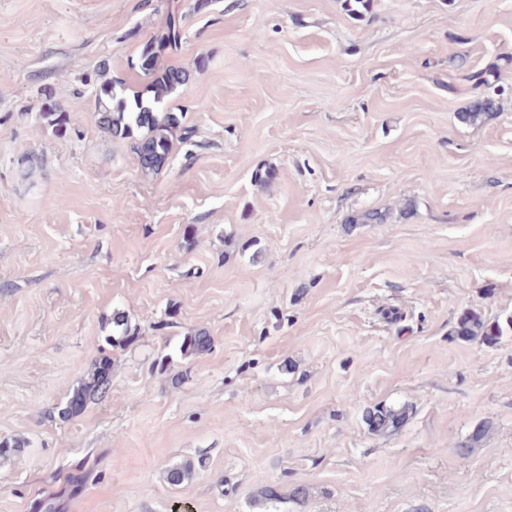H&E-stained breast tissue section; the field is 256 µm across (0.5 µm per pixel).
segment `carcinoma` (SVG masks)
I'll return each instance as SVG.
<instances>
[{
  "label": "carcinoma",
  "instance_id": "obj_1",
  "mask_svg": "<svg viewBox=\"0 0 512 512\" xmlns=\"http://www.w3.org/2000/svg\"><path fill=\"white\" fill-rule=\"evenodd\" d=\"M183 15L169 13L165 22L155 30L143 46L137 66L149 78L145 89L129 95L122 81L106 77L96 89L92 104L98 126L113 138L130 142L132 153L144 173H158L169 163L174 138H187L191 130L183 126V113L174 112L166 106L168 97L190 79V73L182 68L165 66L162 56L178 48L182 40ZM497 110V101L492 95L474 99L459 118L468 125L483 123ZM70 109L58 102L52 89L43 90L37 117L44 126L56 135H65L69 130ZM512 327V318L506 324L489 322L474 311L462 313L454 326L453 334L462 341L480 339L493 344L504 334V326ZM136 339L135 329L122 313L112 317V339L114 346L129 345ZM211 346V338L204 331H196L183 338L180 352L184 355L199 353ZM112 361L107 355L94 364L88 378L75 388L59 409V417L68 420L80 414L91 400L103 396L109 389ZM406 405L377 404L364 410L363 420L369 432L376 436L397 433L409 418Z\"/></svg>",
  "mask_w": 512,
  "mask_h": 512
}]
</instances>
